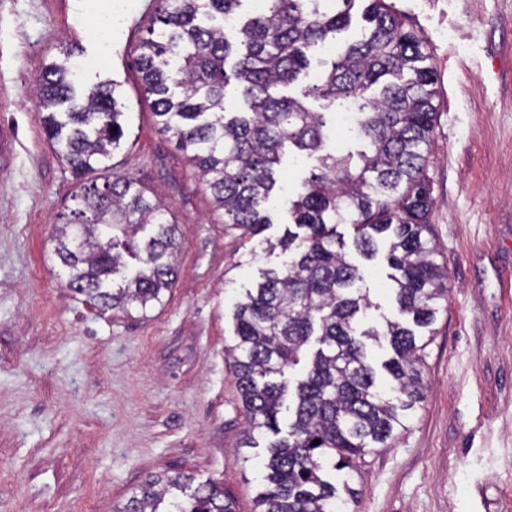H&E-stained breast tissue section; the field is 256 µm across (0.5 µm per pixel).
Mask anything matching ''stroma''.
Here are the masks:
<instances>
[{
    "instance_id": "35a3bbf8",
    "label": "stroma",
    "mask_w": 512,
    "mask_h": 512,
    "mask_svg": "<svg viewBox=\"0 0 512 512\" xmlns=\"http://www.w3.org/2000/svg\"><path fill=\"white\" fill-rule=\"evenodd\" d=\"M437 75L427 177L448 296L423 352L425 399L359 462L348 512H512V0H391ZM157 0H0V512H113L146 479L188 472L253 512L263 448L226 348L232 304L278 253L227 228L132 63ZM82 86L117 82L110 168L157 194L180 228L162 305L126 317L66 286L51 236L79 181L34 89L60 44ZM370 320L396 315L384 258L362 262Z\"/></svg>"
}]
</instances>
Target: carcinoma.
Returning <instances> with one entry per match:
<instances>
[{
    "label": "carcinoma",
    "mask_w": 512,
    "mask_h": 512,
    "mask_svg": "<svg viewBox=\"0 0 512 512\" xmlns=\"http://www.w3.org/2000/svg\"><path fill=\"white\" fill-rule=\"evenodd\" d=\"M246 0H161L135 64L161 133L175 139L210 190L228 228L248 237L272 220L276 171L291 150L316 160L273 247L281 265L261 271L234 303L227 354L250 447L267 436L254 512H338L350 472L407 427L424 398V336L433 335L447 271L430 233L428 147L437 122L433 68L417 32L387 0H370L360 39L341 46L316 84H303L323 43L340 39L354 0H265L236 41L224 31ZM36 87L43 125L78 178L75 206L52 237L67 288L100 311L163 304L177 276L179 228L158 198L102 165L124 135L116 84L78 86L65 47ZM237 105L228 110L227 96ZM324 101L323 111L307 100ZM356 111L352 154L327 149L332 111ZM100 233L77 237L75 225ZM356 253L385 249L398 316L364 326L369 289ZM121 280H116V276ZM287 428H282L283 414ZM116 512H235L216 482L191 474L145 480Z\"/></svg>",
    "instance_id": "1"
}]
</instances>
